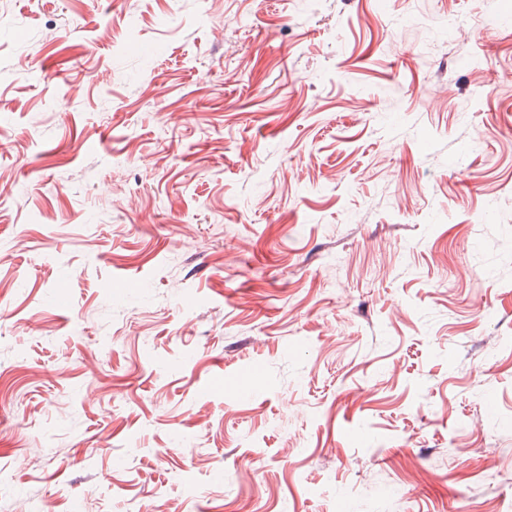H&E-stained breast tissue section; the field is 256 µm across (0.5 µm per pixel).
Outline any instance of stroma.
Masks as SVG:
<instances>
[{
  "label": "stroma",
  "instance_id": "35a3bbf8",
  "mask_svg": "<svg viewBox=\"0 0 512 512\" xmlns=\"http://www.w3.org/2000/svg\"><path fill=\"white\" fill-rule=\"evenodd\" d=\"M79 497L506 512L512 0H0V512Z\"/></svg>",
  "mask_w": 512,
  "mask_h": 512
}]
</instances>
